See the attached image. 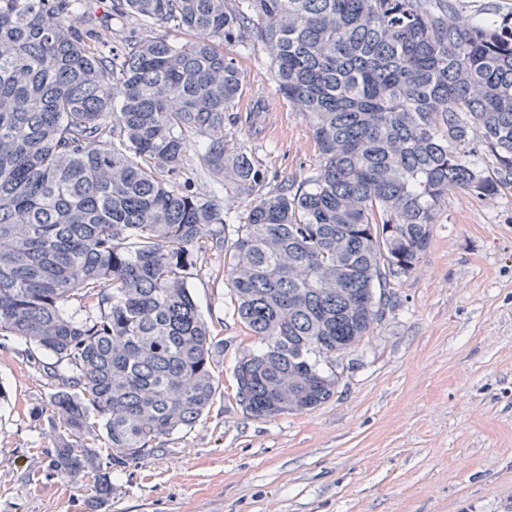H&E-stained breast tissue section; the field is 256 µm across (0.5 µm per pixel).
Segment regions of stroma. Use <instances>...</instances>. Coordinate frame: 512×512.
Wrapping results in <instances>:
<instances>
[{
	"label": "stroma",
	"mask_w": 512,
	"mask_h": 512,
	"mask_svg": "<svg viewBox=\"0 0 512 512\" xmlns=\"http://www.w3.org/2000/svg\"><path fill=\"white\" fill-rule=\"evenodd\" d=\"M240 65L247 120L229 149L259 160L266 190L301 182L316 159L306 117L275 94L262 45ZM224 254L204 248L189 281L224 342L214 403L114 469L103 506L92 476L51 469L55 387L24 342L0 340V512H512L511 188L449 195L416 271L339 359L335 395L303 414L257 420L236 403L233 369L253 341L232 314Z\"/></svg>",
	"instance_id": "35a3bbf8"
}]
</instances>
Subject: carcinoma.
<instances>
[{
  "label": "carcinoma",
  "mask_w": 512,
  "mask_h": 512,
  "mask_svg": "<svg viewBox=\"0 0 512 512\" xmlns=\"http://www.w3.org/2000/svg\"><path fill=\"white\" fill-rule=\"evenodd\" d=\"M464 8L109 0L99 16L89 0H0V337L53 359L52 470L93 475L103 505L112 467L209 411L218 344L188 281L231 223L224 276L254 339L237 404L262 420L334 396L337 360L383 319L448 195L512 185V17L452 21ZM113 19L131 26L108 45ZM255 43L318 151L274 193L224 139L243 94L225 49ZM205 179L249 209L224 211Z\"/></svg>",
  "instance_id": "obj_1"
}]
</instances>
